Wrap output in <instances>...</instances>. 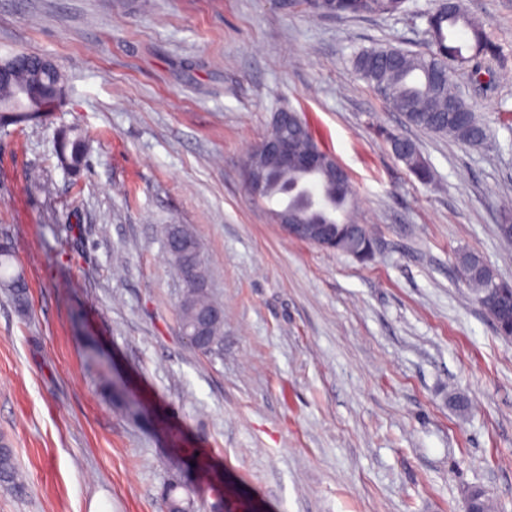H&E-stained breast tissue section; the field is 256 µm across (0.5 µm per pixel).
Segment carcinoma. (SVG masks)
<instances>
[{"label": "carcinoma", "mask_w": 512, "mask_h": 512, "mask_svg": "<svg viewBox=\"0 0 512 512\" xmlns=\"http://www.w3.org/2000/svg\"><path fill=\"white\" fill-rule=\"evenodd\" d=\"M291 6H301L315 14L336 17L393 16L403 12L404 0H289ZM427 47L411 52L399 47L373 46L358 51L351 60L357 76L376 91L387 89L384 101L407 122L419 129L447 135L472 147H483L492 138V130L467 102L455 83L459 70L473 68L479 73L481 64L499 55V47L489 37L483 24L468 10L465 0H436L434 7L424 14ZM467 38H456L458 30ZM36 57L22 54V61L12 67L11 77L0 83V106L23 103L27 93L39 89L36 105L43 113L52 111L56 103L47 91L57 86L61 75L50 73L34 64ZM386 140L395 157L420 180H432L433 173L422 160L413 141L395 133ZM58 165L75 174L87 162V145L83 135L74 128L61 130L54 143ZM321 204L310 202L305 177L293 170L283 171L267 182L262 198L264 203L281 196L288 197L283 205L291 209L307 224H334L337 237L334 251L349 255L355 253L367 261L366 244L370 239L367 229L355 223L350 209L353 191L341 195L327 176H321L318 186ZM165 240L182 245L180 250L168 252L172 265L191 256L199 269L204 260L196 236L182 224H170L165 229ZM462 280L472 288L477 302L493 321L498 335L512 337V287L502 289L500 297L492 299L488 289L504 283L474 251L461 252L456 257ZM0 289L8 295L20 311L27 303V283L22 274L13 270L12 253L0 250ZM216 300L209 292L194 288L183 289L179 300V328L189 332L197 318ZM21 472L16 466L13 449L0 444V484L17 486ZM165 512H194V499L187 489L169 484L162 494Z\"/></svg>", "instance_id": "1"}]
</instances>
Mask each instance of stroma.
<instances>
[{
  "label": "stroma",
  "mask_w": 512,
  "mask_h": 512,
  "mask_svg": "<svg viewBox=\"0 0 512 512\" xmlns=\"http://www.w3.org/2000/svg\"><path fill=\"white\" fill-rule=\"evenodd\" d=\"M432 0L321 17L286 0H0V53L53 59L65 104L0 133V246L28 285L0 292V441L23 491L0 512H163L196 489L195 448L226 512H512V339L460 278L474 251L512 281V0H466L500 48L492 89L463 71L495 130L473 148L409 126L351 69L376 43L419 50ZM298 112L349 173L372 258L284 234L243 160L274 112ZM88 165L65 173L57 129ZM413 140L420 181L384 134ZM198 238L224 306L220 354L178 325L182 283L161 229ZM123 386L140 418L113 404ZM54 152L64 171L79 173L87 162V145L83 135L74 128L62 129L56 137ZM183 490V494L180 490ZM162 506L166 512H192L194 499L189 490L178 484H168L162 494Z\"/></svg>",
  "instance_id": "35a3bbf8"
}]
</instances>
